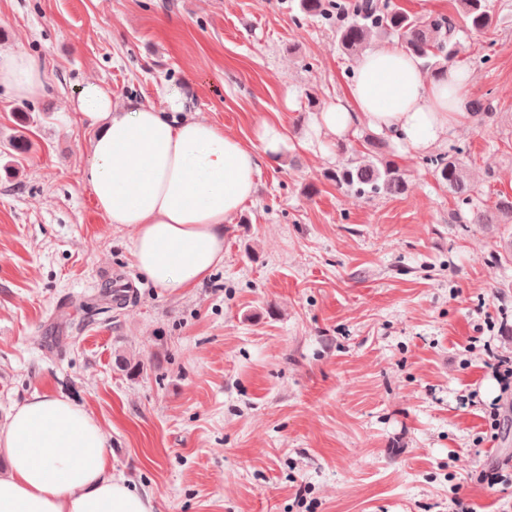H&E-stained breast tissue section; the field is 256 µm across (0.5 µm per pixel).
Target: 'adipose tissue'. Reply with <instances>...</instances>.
<instances>
[{"label": "adipose tissue", "instance_id": "obj_1", "mask_svg": "<svg viewBox=\"0 0 512 512\" xmlns=\"http://www.w3.org/2000/svg\"><path fill=\"white\" fill-rule=\"evenodd\" d=\"M347 93L315 121L344 139L359 125L416 152H430L468 120L469 88L456 69L430 77L403 48L382 44L353 66ZM43 94L46 73L22 53L0 52V86ZM95 134L83 180L111 223L135 228L133 258L156 287L199 284L224 260V226L255 191L256 148L206 119L175 120L88 84L77 106ZM0 512H153L151 499L114 476L106 436L69 399L36 395L0 428Z\"/></svg>", "mask_w": 512, "mask_h": 512}]
</instances>
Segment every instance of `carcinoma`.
Wrapping results in <instances>:
<instances>
[{"mask_svg": "<svg viewBox=\"0 0 512 512\" xmlns=\"http://www.w3.org/2000/svg\"><path fill=\"white\" fill-rule=\"evenodd\" d=\"M299 12L336 26V40L343 52L361 53L374 36L395 37L424 69L437 77L447 76L448 63L460 53L457 19L480 33L495 24L487 0H456L457 16H412L391 0H298ZM385 139H364L366 159L327 172L336 187L358 198L397 196L405 191L407 175L390 158ZM467 148L451 142L448 150L428 155L423 164L448 188L456 208L448 213L450 224H511L512 197L498 195L490 204L477 201L466 178Z\"/></svg>", "mask_w": 512, "mask_h": 512, "instance_id": "cac0c4a2", "label": "carcinoma"}]
</instances>
